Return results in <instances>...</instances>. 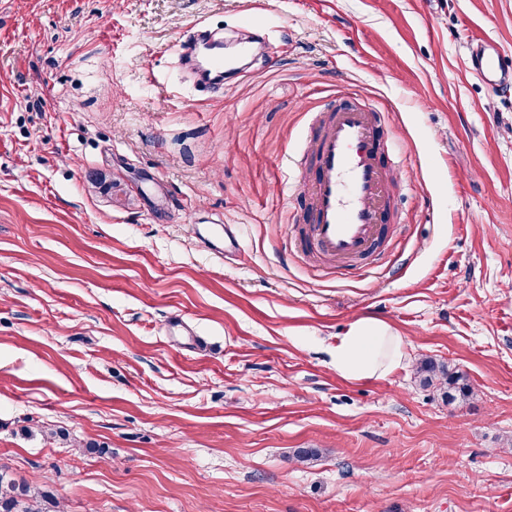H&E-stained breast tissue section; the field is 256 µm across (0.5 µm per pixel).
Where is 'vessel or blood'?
Instances as JSON below:
<instances>
[{
	"label": "vessel or blood",
	"instance_id": "1",
	"mask_svg": "<svg viewBox=\"0 0 512 512\" xmlns=\"http://www.w3.org/2000/svg\"><path fill=\"white\" fill-rule=\"evenodd\" d=\"M470 67L488 87L512 80V58L492 41L470 43ZM196 67L222 76L224 56L204 41L195 50ZM378 113L343 103L330 110L315 142L314 174L303 190L310 196L309 233L300 247H314L337 266L366 259L376 251L388 205L384 172L378 162L390 145L380 139Z\"/></svg>",
	"mask_w": 512,
	"mask_h": 512
}]
</instances>
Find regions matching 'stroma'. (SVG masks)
I'll return each instance as SVG.
<instances>
[{
    "mask_svg": "<svg viewBox=\"0 0 512 512\" xmlns=\"http://www.w3.org/2000/svg\"><path fill=\"white\" fill-rule=\"evenodd\" d=\"M204 30L264 46L217 90ZM475 39L512 55V0H0V470L45 512H512V90ZM341 97L398 152L344 269L296 247ZM370 315L402 365L343 380ZM190 55L195 52L196 67L202 74L210 76L214 74V79L222 77L224 73V56L223 53L217 51L219 49L213 43L202 41L200 46L187 47ZM469 54L472 72L491 89L499 90L511 80L512 62L495 42H471ZM403 337L388 322L357 318L329 350L330 366L346 381L383 380L403 361ZM418 372L422 375L423 382L427 384L432 383L441 376H445L446 384H448V397L451 399H454L455 396H457V393L463 398H470L474 395L473 388L470 385L459 384L461 375L455 372H450L449 367L447 370L443 365H438L432 360H425L421 364ZM452 392L456 394H453Z\"/></svg>",
    "mask_w": 512,
    "mask_h": 512,
    "instance_id": "35a3bbf8",
    "label": "stroma"
}]
</instances>
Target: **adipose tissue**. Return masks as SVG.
Returning a JSON list of instances; mask_svg holds the SVG:
<instances>
[{
    "mask_svg": "<svg viewBox=\"0 0 512 512\" xmlns=\"http://www.w3.org/2000/svg\"><path fill=\"white\" fill-rule=\"evenodd\" d=\"M403 338L388 322L371 316L352 321L331 347L330 365L346 381L383 380L403 361Z\"/></svg>",
    "mask_w": 512,
    "mask_h": 512,
    "instance_id": "1",
    "label": "adipose tissue"
}]
</instances>
